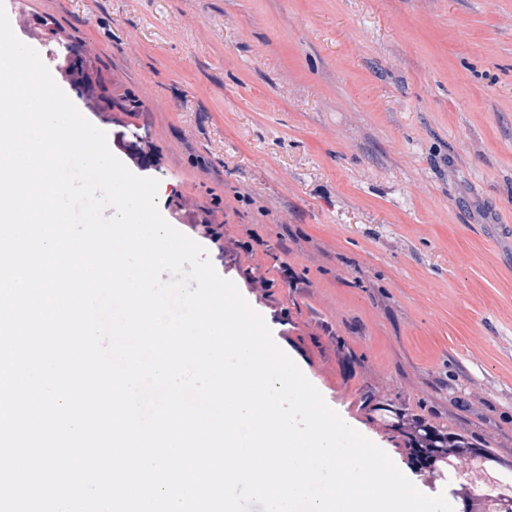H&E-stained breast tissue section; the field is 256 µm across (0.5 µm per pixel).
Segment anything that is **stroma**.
<instances>
[{"mask_svg":"<svg viewBox=\"0 0 512 512\" xmlns=\"http://www.w3.org/2000/svg\"><path fill=\"white\" fill-rule=\"evenodd\" d=\"M13 1L141 100L162 217L420 491L366 393L512 464V0Z\"/></svg>","mask_w":512,"mask_h":512,"instance_id":"obj_1","label":"stroma"}]
</instances>
